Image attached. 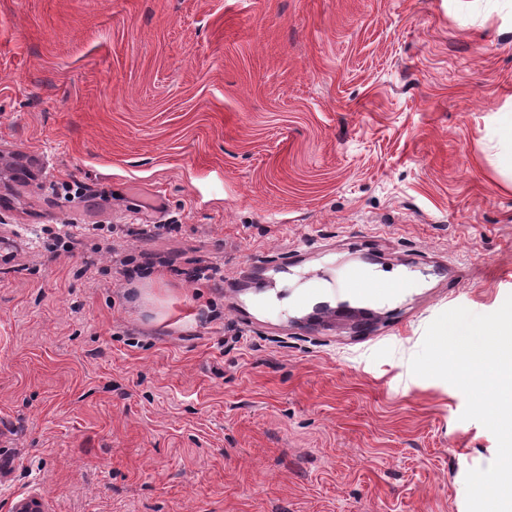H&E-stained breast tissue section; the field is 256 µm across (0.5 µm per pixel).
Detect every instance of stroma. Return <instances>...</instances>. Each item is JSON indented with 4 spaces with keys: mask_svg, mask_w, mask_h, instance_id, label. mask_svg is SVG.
<instances>
[{
    "mask_svg": "<svg viewBox=\"0 0 512 512\" xmlns=\"http://www.w3.org/2000/svg\"><path fill=\"white\" fill-rule=\"evenodd\" d=\"M510 127L512 0H0V512H466ZM356 291L370 295H388L406 287L403 280H384L375 278L364 270H355L350 276Z\"/></svg>",
    "mask_w": 512,
    "mask_h": 512,
    "instance_id": "1",
    "label": "stroma"
}]
</instances>
